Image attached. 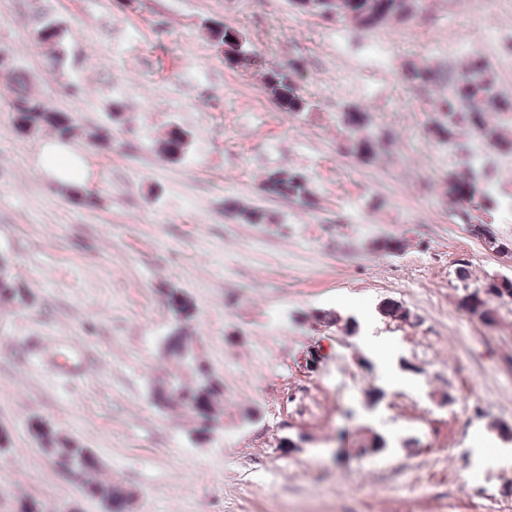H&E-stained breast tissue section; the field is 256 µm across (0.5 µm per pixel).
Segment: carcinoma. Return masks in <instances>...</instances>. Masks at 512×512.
I'll return each instance as SVG.
<instances>
[{
    "instance_id": "1",
    "label": "carcinoma",
    "mask_w": 512,
    "mask_h": 512,
    "mask_svg": "<svg viewBox=\"0 0 512 512\" xmlns=\"http://www.w3.org/2000/svg\"><path fill=\"white\" fill-rule=\"evenodd\" d=\"M421 0H318L313 10L300 5V0H289L290 5L303 13L311 12L328 20L347 23L363 33H374L395 23H409L420 10ZM213 42L225 43L238 35L237 29L224 24L206 27ZM64 28L54 20L43 22L37 30V40L47 45L59 58ZM295 64L288 65V77H279L268 71L263 75V86L277 101L280 109L291 114L310 112L314 104L301 91L294 75ZM399 83L427 89L442 86L446 92L434 102L428 120L429 132L442 146L459 145L458 136L466 131L478 138L487 148L512 156V137L505 133L503 116L512 118V100L499 90L488 61L478 53L467 56L461 67L444 69L427 60L406 63L396 75ZM13 124L19 135L30 136L42 129H50L59 139L72 138L77 130L75 117L68 112L49 110L40 98L32 94L25 77L17 74L9 102ZM348 131L350 152L363 164H372L391 142V136L366 132L371 124L369 112L357 105L345 108L339 115ZM191 135L179 125H173L158 144L159 152L169 161L177 162L188 152ZM263 192L286 199L311 203L312 192L306 177L295 171L276 170L261 182ZM441 194L456 206L475 207L487 215L496 212L501 200L490 180L482 171V163L470 157L459 170L448 171L440 184ZM227 214L245 224H274L276 217L261 210L244 207L235 201L225 206ZM489 224L469 225V232L484 239L488 245H502L512 249V243H503L489 234ZM169 311L175 325L167 336L165 354L174 368L165 383L151 392L153 404L171 409L188 420L192 433L205 437L211 426L224 417V383L211 367L199 359L187 343L184 324L193 320L195 309L190 297L177 288L164 289ZM503 295L502 285L486 281L484 288H463L459 307L484 324L497 322L495 301ZM26 294L15 279L0 265V306L21 305ZM383 317L407 323L411 313L402 305L386 301L379 308ZM30 430L38 447L51 464L78 485L85 499L98 503L102 512H130L134 492L123 482L110 477H97L101 468L98 456L78 439L60 434L51 424L34 419Z\"/></svg>"
}]
</instances>
